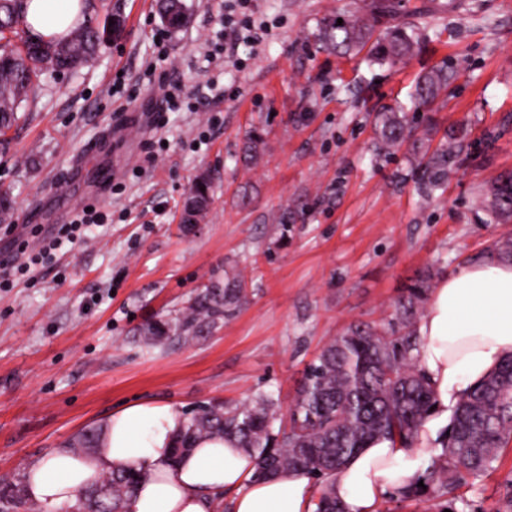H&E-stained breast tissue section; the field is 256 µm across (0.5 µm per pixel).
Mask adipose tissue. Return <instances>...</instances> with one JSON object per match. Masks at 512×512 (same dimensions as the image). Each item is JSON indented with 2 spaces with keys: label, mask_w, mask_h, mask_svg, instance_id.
Returning a JSON list of instances; mask_svg holds the SVG:
<instances>
[{
  "label": "adipose tissue",
  "mask_w": 512,
  "mask_h": 512,
  "mask_svg": "<svg viewBox=\"0 0 512 512\" xmlns=\"http://www.w3.org/2000/svg\"><path fill=\"white\" fill-rule=\"evenodd\" d=\"M82 9L81 0H28L26 22L32 35L60 38L81 21ZM418 331L434 410L421 428L418 449L379 442L336 472L335 494L350 512H374L387 492L414 481L424 467L423 450L434 448L448 427L449 406L512 355V263L491 258L441 280ZM182 422L168 403H126L103 422L92 450L62 446L30 461L24 470L28 494L43 504L72 505L112 468L131 466L144 477L130 512H214L216 495L225 492L231 512H309L307 477L255 478L253 457L234 438L201 439L173 459Z\"/></svg>",
  "instance_id": "obj_1"
}]
</instances>
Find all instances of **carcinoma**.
Masks as SVG:
<instances>
[{
	"label": "carcinoma",
	"mask_w": 512,
	"mask_h": 512,
	"mask_svg": "<svg viewBox=\"0 0 512 512\" xmlns=\"http://www.w3.org/2000/svg\"><path fill=\"white\" fill-rule=\"evenodd\" d=\"M26 0H0V135L17 121V112L51 73L75 72L99 45L118 36L124 18L108 14L103 24H93L91 0L84 2V21L65 37L53 40L29 37L17 45L25 20ZM324 37L336 50L358 55L366 52L372 62L395 64L412 55L416 33L403 26L379 31L367 17L342 18L326 25ZM448 85V69L436 66L424 73L416 86L413 104L430 103ZM381 136L388 149L401 146L409 131L405 107L382 112ZM451 148L443 146L419 162L418 188L427 197L448 183ZM210 180H196L184 206L210 202ZM492 213L512 221V172L498 176L487 197ZM427 285L417 284L399 300L394 328L354 325L326 344L307 366L303 383L283 421L278 400L265 392L231 404L210 402L183 415L175 435L173 459L208 436L235 438L257 462L255 477L302 475L315 481L319 495L314 512H347L334 495L331 476L361 449L385 440L412 449L431 414L433 391L419 366V341L414 332L419 303ZM240 279H214L197 289L186 305L167 315L147 319L139 329L149 345L209 336L224 324L245 299ZM512 444V355L505 358L456 404L446 437L429 459L418 480L398 489L404 498L431 490L439 512H470V504L454 494L464 481L486 475L501 452ZM143 473L118 467L100 483L82 492L75 505L63 512H128ZM423 481L424 487L418 486ZM29 501L22 481L0 482V512H11Z\"/></svg>",
	"instance_id": "carcinoma-1"
}]
</instances>
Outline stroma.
<instances>
[{
  "label": "stroma",
  "instance_id": "35a3bbf8",
  "mask_svg": "<svg viewBox=\"0 0 512 512\" xmlns=\"http://www.w3.org/2000/svg\"><path fill=\"white\" fill-rule=\"evenodd\" d=\"M171 31L157 0H99L126 27L75 74L46 78L0 140V185L16 213L0 256L93 205L97 236L0 288V478L99 426L124 403L153 399L189 413L265 391L289 408L307 365L354 323L388 326L420 279L429 287L512 238L476 202L512 172V0H401L394 19L420 46L390 67L317 39L365 0H185ZM249 13L260 42L224 38ZM452 77L420 110L412 142L389 151L379 112L410 106L420 76ZM180 87L167 106L165 85ZM460 147L448 185L419 194L414 168L445 135ZM259 140L260 158L243 147ZM212 200L179 226L199 175ZM292 208V224L275 223ZM239 276L248 300L205 339L150 347L144 320L180 308L211 278ZM512 491V450L460 486L475 512Z\"/></svg>",
  "mask_w": 512,
  "mask_h": 512
}]
</instances>
